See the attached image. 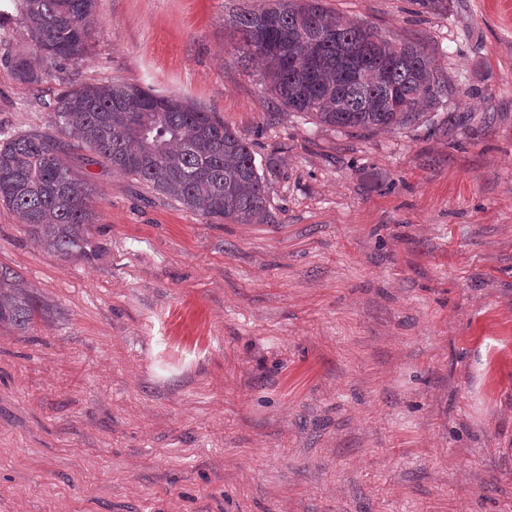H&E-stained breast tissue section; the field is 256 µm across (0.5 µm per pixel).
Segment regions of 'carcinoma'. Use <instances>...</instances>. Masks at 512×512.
Here are the masks:
<instances>
[{"label": "carcinoma", "instance_id": "cac0c4a2", "mask_svg": "<svg viewBox=\"0 0 512 512\" xmlns=\"http://www.w3.org/2000/svg\"><path fill=\"white\" fill-rule=\"evenodd\" d=\"M34 53L50 65L88 52L95 0H13ZM241 59L261 67L281 104L331 127L392 129L414 124L454 88L419 43L391 42L328 11L322 0H265L224 20ZM16 78L37 85L29 58ZM56 128L185 208L233 224H268L265 187L252 147L195 104L139 85L72 84L55 100ZM56 133L0 140V204L37 244L68 258L85 253L94 224L93 188L66 163ZM38 303L14 270L0 266V327L26 332Z\"/></svg>", "mask_w": 512, "mask_h": 512}]
</instances>
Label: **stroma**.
<instances>
[{"label": "stroma", "mask_w": 512, "mask_h": 512, "mask_svg": "<svg viewBox=\"0 0 512 512\" xmlns=\"http://www.w3.org/2000/svg\"><path fill=\"white\" fill-rule=\"evenodd\" d=\"M241 3L96 0L87 57L35 86L0 26V138L54 129L70 84L148 87L251 144L274 218L205 217L75 142L84 255L0 205L42 308L0 327V512H512V0H324L456 88L374 132L283 107L224 27Z\"/></svg>", "instance_id": "1"}]
</instances>
